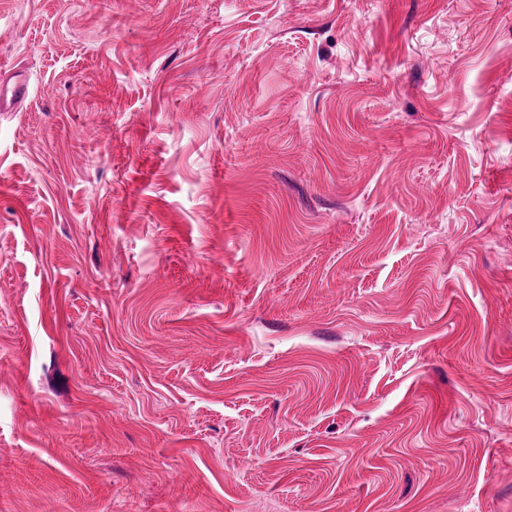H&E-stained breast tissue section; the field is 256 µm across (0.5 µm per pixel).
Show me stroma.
<instances>
[{
  "label": "stroma",
  "instance_id": "1",
  "mask_svg": "<svg viewBox=\"0 0 512 512\" xmlns=\"http://www.w3.org/2000/svg\"><path fill=\"white\" fill-rule=\"evenodd\" d=\"M0 512H512V0H0ZM31 94L27 80L16 79L0 85V108H15L25 102Z\"/></svg>",
  "mask_w": 512,
  "mask_h": 512
}]
</instances>
